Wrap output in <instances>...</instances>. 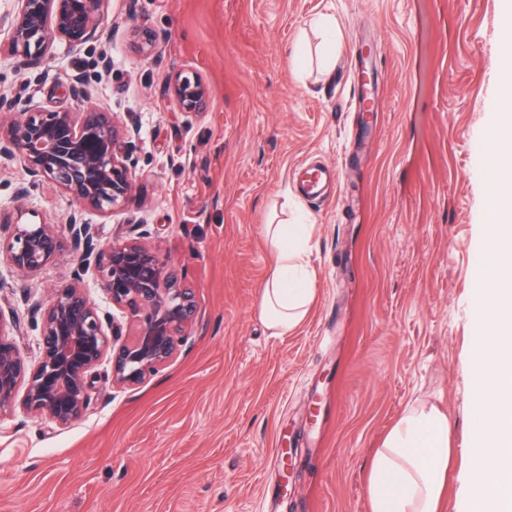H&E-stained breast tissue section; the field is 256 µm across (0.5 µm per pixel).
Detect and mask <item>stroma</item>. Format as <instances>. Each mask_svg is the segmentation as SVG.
<instances>
[{
	"label": "stroma",
	"instance_id": "1",
	"mask_svg": "<svg viewBox=\"0 0 512 512\" xmlns=\"http://www.w3.org/2000/svg\"><path fill=\"white\" fill-rule=\"evenodd\" d=\"M499 5L105 0L110 41L56 45L34 68L0 55V93L61 106L79 72L116 113L133 197L82 218L103 245L144 225L198 307L172 362L126 387L101 366L70 425L0 419V512H369L374 452L419 404L448 417L442 512H465ZM134 27L158 34L151 56ZM179 72L210 90L189 121L164 92ZM303 165L340 169L338 189L304 199ZM21 204L54 223L77 209L48 186ZM283 221L309 227L313 299L277 336L258 307L275 262L263 228ZM71 269L66 254L30 276L0 258V306L47 302Z\"/></svg>",
	"mask_w": 512,
	"mask_h": 512
}]
</instances>
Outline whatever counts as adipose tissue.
I'll list each match as a JSON object with an SVG mask.
<instances>
[{
    "label": "adipose tissue",
    "mask_w": 512,
    "mask_h": 512,
    "mask_svg": "<svg viewBox=\"0 0 512 512\" xmlns=\"http://www.w3.org/2000/svg\"><path fill=\"white\" fill-rule=\"evenodd\" d=\"M266 234L275 264L262 290L259 314L284 336L308 313L305 229L271 224ZM448 418L433 406L404 412L377 449L369 471L370 512H440L448 473Z\"/></svg>",
    "instance_id": "obj_1"
}]
</instances>
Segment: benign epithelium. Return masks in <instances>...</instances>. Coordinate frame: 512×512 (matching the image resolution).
<instances>
[{"label": "benign epithelium", "instance_id": "obj_1", "mask_svg": "<svg viewBox=\"0 0 512 512\" xmlns=\"http://www.w3.org/2000/svg\"><path fill=\"white\" fill-rule=\"evenodd\" d=\"M17 7L0 17L8 51L22 65L34 67L52 57L55 44L75 51L91 42L109 41L103 23L104 0H16ZM132 48L145 56L157 48L156 35L131 32ZM74 107L49 110L32 100L0 94V112L20 119L0 125V157L19 162L26 179L16 189L22 201L30 191L50 184L81 208L114 213L134 191L125 129L114 113L88 105L84 78L71 75L64 87ZM166 91L185 118L204 113L209 89L197 74L176 73ZM26 211L0 224L8 233L0 254L25 275L40 272L69 251L74 266L70 281L53 289L48 304H35L22 317L0 306V419L20 405L27 412L66 426L88 410L97 368L108 363L112 385L142 382L167 365L187 343V330L197 318L193 289L187 287L167 258L143 242L147 231L102 247L80 212L64 223L23 220ZM93 272L112 307L133 327L125 336L111 313L92 302L84 277ZM39 327L38 357L29 362L16 337L24 319Z\"/></svg>", "mask_w": 512, "mask_h": 512}]
</instances>
